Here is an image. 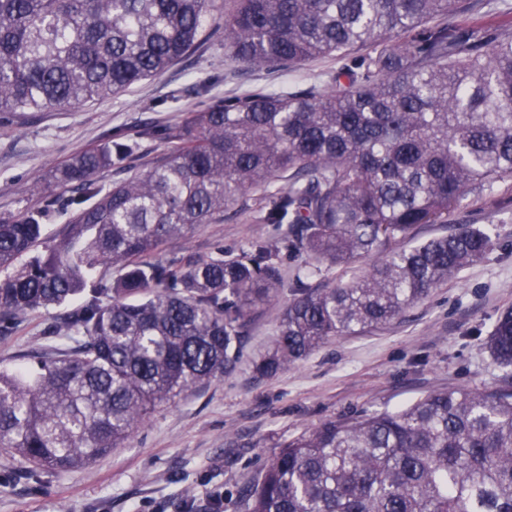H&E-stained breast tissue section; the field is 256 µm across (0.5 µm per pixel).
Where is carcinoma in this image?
Instances as JSON below:
<instances>
[{"label":"carcinoma","mask_w":512,"mask_h":512,"mask_svg":"<svg viewBox=\"0 0 512 512\" xmlns=\"http://www.w3.org/2000/svg\"><path fill=\"white\" fill-rule=\"evenodd\" d=\"M236 2L221 18L209 0H0V113L119 95L186 55L208 21L252 68L371 49L330 90L253 92L77 153L52 175L66 218L47 244L56 201L0 219V334L78 300L55 345L0 368V451L24 464L68 472L122 447L157 408L232 371L257 304L285 290L261 376L400 318L494 247L466 225L389 244L512 179V33L448 36L439 19L459 0ZM140 140L164 149L144 172L100 183ZM257 191L262 223L286 227L278 240L228 258L161 256ZM282 252L319 267L287 284ZM359 259L363 274L313 282L320 266ZM487 345L511 371L512 310ZM247 496L249 512H512V392L435 390L325 422L283 441Z\"/></svg>","instance_id":"obj_1"}]
</instances>
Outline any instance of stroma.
Returning a JSON list of instances; mask_svg holds the SVG:
<instances>
[{
  "mask_svg": "<svg viewBox=\"0 0 512 512\" xmlns=\"http://www.w3.org/2000/svg\"><path fill=\"white\" fill-rule=\"evenodd\" d=\"M450 32L476 26L512 31V0H461ZM346 62L329 55L281 70L238 63L223 32L205 27L195 49L160 75L116 97L79 109L0 114V218L43 205L51 174L104 134L134 136L143 125H180L218 100L279 88L330 87ZM260 193L225 212L221 221L170 241L164 257L238 252L256 236L281 230L259 220ZM469 224L491 230L494 248L409 308L367 332L339 336L272 377L253 364L270 348L287 295L258 304L244 356L235 369L187 398L157 409L124 447L90 465L35 477L0 453V512H204L210 494L224 512H248L245 491L284 440L330 420L396 411L437 389L512 390V371L494 363L487 347L499 315L512 308V180L486 200L462 204L445 224L419 225L407 249ZM59 312L22 317L19 331L0 336V366L47 344Z\"/></svg>",
  "mask_w": 512,
  "mask_h": 512,
  "instance_id": "stroma-1",
  "label": "stroma"
}]
</instances>
